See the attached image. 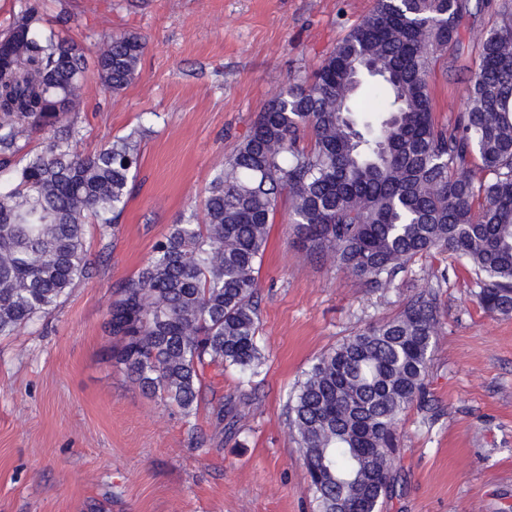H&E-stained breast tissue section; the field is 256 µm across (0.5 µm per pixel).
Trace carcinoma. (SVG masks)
<instances>
[{"label":"carcinoma","instance_id":"cac0c4a2","mask_svg":"<svg viewBox=\"0 0 512 512\" xmlns=\"http://www.w3.org/2000/svg\"><path fill=\"white\" fill-rule=\"evenodd\" d=\"M468 10L469 0H377L309 84L281 88L216 170L203 213L182 214L113 292L111 358L142 389L190 417L207 369L259 374V274L283 198L298 243L346 274L389 288L416 257L448 250L465 259L485 311L512 313V5L478 36L465 111L448 126L434 117L431 59L459 42ZM143 52L134 34L101 43L107 91L131 83ZM85 65L32 0L0 40V168L11 166L0 179V336L52 317L92 277L88 218L104 236L116 231L140 164L134 131L78 151L69 114ZM33 129L52 137L31 153L21 140ZM438 330L435 296L416 288L289 391L313 512H380L393 497L403 415L423 399ZM209 414L215 433L233 428L224 397L212 395Z\"/></svg>","mask_w":512,"mask_h":512}]
</instances>
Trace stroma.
Returning a JSON list of instances; mask_svg holds the SVG:
<instances>
[{"mask_svg": "<svg viewBox=\"0 0 512 512\" xmlns=\"http://www.w3.org/2000/svg\"><path fill=\"white\" fill-rule=\"evenodd\" d=\"M502 0H470L461 41L431 63L435 116L454 122L480 59L478 33ZM375 0H41L49 27L88 58L113 34L145 44L140 72L107 92L95 65L71 121L87 154L141 130V164L115 237L89 223L91 279L49 322L0 336V512H311L308 475L288 433L286 398L321 353L396 316L414 287L436 296L439 332L425 399L401 430L404 471L381 512H512V315L486 313L451 252L413 260L374 289L312 257L287 209L260 271L265 361L252 396L220 379L233 433L216 441L206 410L187 419L111 360L114 284L135 273L189 210L216 167L290 81L311 78Z\"/></svg>", "mask_w": 512, "mask_h": 512, "instance_id": "obj_1", "label": "stroma"}]
</instances>
